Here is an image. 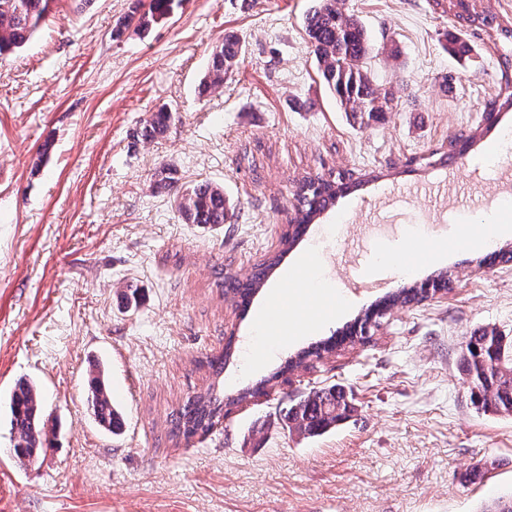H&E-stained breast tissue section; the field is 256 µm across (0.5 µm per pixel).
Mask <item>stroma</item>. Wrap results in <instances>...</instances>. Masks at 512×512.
Returning <instances> with one entry per match:
<instances>
[{"instance_id":"stroma-1","label":"stroma","mask_w":512,"mask_h":512,"mask_svg":"<svg viewBox=\"0 0 512 512\" xmlns=\"http://www.w3.org/2000/svg\"><path fill=\"white\" fill-rule=\"evenodd\" d=\"M312 4L181 0L143 29L131 14L150 0H55L29 43L0 57V512H482L512 490V416L478 409L460 368L475 331L512 336V263L482 268L488 249L455 245L466 225L512 205V147L498 146L512 112L491 127L484 114L499 51L462 28L448 0H339L375 45L400 55L373 58L393 108L359 129L320 81L304 29ZM123 17L128 27L113 36ZM228 33L243 46L238 66L199 94ZM460 35L475 47L463 65L445 49ZM162 108L174 114L163 136L134 143ZM479 126L485 137L453 170H408ZM165 164L182 183L223 185L231 222L184 223L171 195L149 186ZM340 170L361 179L359 190L321 215L253 305L289 287L285 270L313 248L317 279L347 308L261 367L226 364L225 395L260 380L264 390L209 433L172 440L171 413L212 382L201 359L221 353L225 336L241 344L253 332L222 275L246 277L277 253L299 180ZM403 248L444 256L412 276L380 264ZM442 270L452 290L393 308L369 342L271 379L375 300ZM127 283L140 290L133 309L118 293ZM95 362L123 410L121 435L92 419ZM21 378L39 390L46 439L19 466L7 454L5 398ZM330 386L348 396L351 416L315 437L289 431L281 403ZM477 465L484 479L468 482Z\"/></svg>"}]
</instances>
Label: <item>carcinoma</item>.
Listing matches in <instances>:
<instances>
[{
    "instance_id": "obj_1",
    "label": "carcinoma",
    "mask_w": 512,
    "mask_h": 512,
    "mask_svg": "<svg viewBox=\"0 0 512 512\" xmlns=\"http://www.w3.org/2000/svg\"><path fill=\"white\" fill-rule=\"evenodd\" d=\"M54 0H0V56L22 48L51 12ZM179 0H151L150 9L139 18L140 27L147 28L169 15ZM460 7L467 13L468 26L490 32L494 45L503 49L499 56L500 82L496 97L490 102L487 117L499 112L512 111V24L481 14L468 4ZM305 30L313 46V54L323 84L336 101V106L352 122L367 127L389 109L392 93L375 82L370 59L375 45L359 19L337 7V0H314L305 16ZM242 53L239 40L229 35L216 46L210 56L207 71L199 84L204 95L224 83V77L237 66ZM449 53L460 62L472 58V45L461 38L450 42ZM172 113L165 108L133 134L134 142H151L161 135L171 121ZM352 177H306L299 181L294 194L295 216L281 239L280 254L258 264L253 272L241 280L235 276L223 278L225 291L239 295L247 290L253 293L267 280L299 239L296 224H311L325 207L333 204L344 193ZM177 169L167 165L157 170L151 180L152 188L173 193V204L187 224L216 227L225 224L232 211L224 188L203 181L178 185ZM424 299L421 288L410 285L385 298L383 304L410 306ZM231 355V346L217 356L205 357L202 366L215 376L224 370V360ZM462 368L468 389L475 402L485 411L512 415V336L496 329H480L469 336L462 350ZM89 392L92 398L96 425L113 435L123 430V415L113 403L109 384L100 364L89 371ZM255 391L247 389L228 399L214 390H207L188 400L171 419V435L188 440L207 430L210 420L224 413V405L239 403ZM10 427L15 437L14 455L20 464L37 457V450L45 435L42 422L40 393L33 383L19 380L9 403ZM351 412V405L336 389L323 388L292 400L280 409L281 420L289 430L301 435L315 436L328 432Z\"/></svg>"
}]
</instances>
